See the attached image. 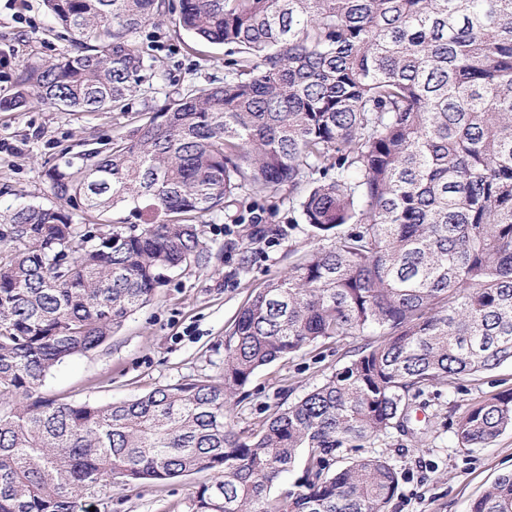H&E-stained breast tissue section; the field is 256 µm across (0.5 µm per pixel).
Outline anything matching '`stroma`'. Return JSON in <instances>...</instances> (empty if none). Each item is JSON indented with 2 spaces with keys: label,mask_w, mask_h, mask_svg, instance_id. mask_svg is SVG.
<instances>
[{
  "label": "stroma",
  "mask_w": 512,
  "mask_h": 512,
  "mask_svg": "<svg viewBox=\"0 0 512 512\" xmlns=\"http://www.w3.org/2000/svg\"><path fill=\"white\" fill-rule=\"evenodd\" d=\"M136 42L153 49L155 76L131 93L125 112H67L31 107L0 112V204L41 202L47 196L46 161L83 149L106 151L110 139L132 127L146 100L162 105L165 92L223 80L225 48L194 39L171 20L148 25ZM12 52L0 68V94L10 91L31 62L52 63L72 52L68 33L54 24L43 0H0V50ZM239 209L204 217L201 225L216 249L206 270L175 274L144 308L131 315L99 348L74 355L46 375L45 396L104 404L130 400L154 388L201 376L220 377L224 339L254 289L282 275L318 243L287 192L253 199L250 222ZM364 337L309 346L265 366L230 403L234 430H258L278 405H290L348 363ZM512 391V363L467 377L456 386L429 388L410 412L408 434L390 432L361 448L384 456L403 478L391 512H468L501 475L512 471V430L485 447L457 449L453 428L471 405ZM192 473L160 486L130 485L113 491L97 512H191L194 492L210 482Z\"/></svg>",
  "instance_id": "1"
}]
</instances>
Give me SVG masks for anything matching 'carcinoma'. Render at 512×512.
Segmentation results:
<instances>
[{"instance_id":"carcinoma-1","label":"carcinoma","mask_w":512,"mask_h":512,"mask_svg":"<svg viewBox=\"0 0 512 512\" xmlns=\"http://www.w3.org/2000/svg\"><path fill=\"white\" fill-rule=\"evenodd\" d=\"M44 4L74 52L27 66L0 112L128 111L152 77L134 34L167 15L227 59L224 81L166 93L106 155L48 166L54 202L0 207V404L24 399L0 411V512H89L202 471L192 512H387L402 474L383 456L336 471V452L404 430L424 388L512 363V0ZM284 189L324 243L250 296L222 380L105 405L39 395L173 272L209 268L200 218ZM347 336L378 340L233 430L227 404L258 370ZM509 429L512 392L454 435L471 448ZM469 512H512V472Z\"/></svg>"}]
</instances>
